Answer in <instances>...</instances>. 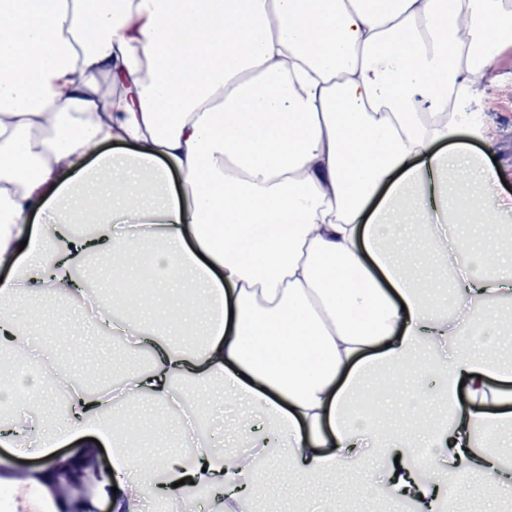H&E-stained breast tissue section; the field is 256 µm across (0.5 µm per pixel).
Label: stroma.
I'll return each mask as SVG.
<instances>
[{
  "label": "stroma",
  "instance_id": "obj_1",
  "mask_svg": "<svg viewBox=\"0 0 512 512\" xmlns=\"http://www.w3.org/2000/svg\"><path fill=\"white\" fill-rule=\"evenodd\" d=\"M468 108L480 113L483 135L478 138L462 130L453 141L468 153L482 157L485 164L493 165L499 178L491 187L493 193L502 198L512 197V48L504 50L492 70L481 79L478 94ZM70 326L67 317H59L52 332L39 338L62 368L89 369L105 354L115 356L123 364H138L148 356L147 349L125 348L121 338L113 335L94 336L83 346H72L67 334ZM423 379V374L414 375L389 404L376 412L371 419L373 428L385 431L404 428L421 441L441 431L444 407L428 412L413 401V394L420 389ZM141 413L149 448L160 455L170 450H185L187 443L176 429V411L151 404L142 406ZM111 464L108 450L88 452L76 439L58 449L53 484L34 486L30 479L42 472L43 460L0 447V478L16 479V489L24 497L23 512H39L38 502L42 499L63 504V512H113L115 479ZM481 481L480 470L469 466L449 468L438 483V504L446 506L447 512H512V487L504 489L497 499L486 501L475 493ZM408 502L407 496L388 485L375 494L354 498L339 481L322 487L300 481L290 485L281 498L255 500L254 510L302 512L307 506L311 512H403Z\"/></svg>",
  "mask_w": 512,
  "mask_h": 512
}]
</instances>
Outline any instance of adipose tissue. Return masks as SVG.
<instances>
[{
    "mask_svg": "<svg viewBox=\"0 0 512 512\" xmlns=\"http://www.w3.org/2000/svg\"><path fill=\"white\" fill-rule=\"evenodd\" d=\"M490 44H512V0H0V446L49 458L75 437L106 444L115 512L180 480L211 490L212 512H252L277 492L269 470L284 484L349 471L369 406L417 368L438 377L421 403L447 404L450 428L389 483L417 512L435 491L421 474L452 456L512 484L471 451L474 434L492 446L512 431L511 410L481 411L490 379L512 381L488 305L512 298V226L481 225L478 249L450 232L491 212L495 173L439 149L482 130L465 105ZM102 74L122 88L106 106ZM113 141L134 149L102 151ZM81 155L93 167L68 166ZM87 213L90 237L72 230ZM99 251L138 255L145 275L122 303L139 321L80 286ZM427 252L448 261L453 293ZM61 295L95 299L97 332L150 344L148 367L107 396L32 356ZM180 377L197 385L193 417L227 398L258 414L241 431L253 466L201 442L190 463L163 456L153 482L127 402L178 403ZM63 387L68 413H46Z\"/></svg>",
    "mask_w": 512,
    "mask_h": 512,
    "instance_id": "ef3b65f1",
    "label": "adipose tissue"
}]
</instances>
